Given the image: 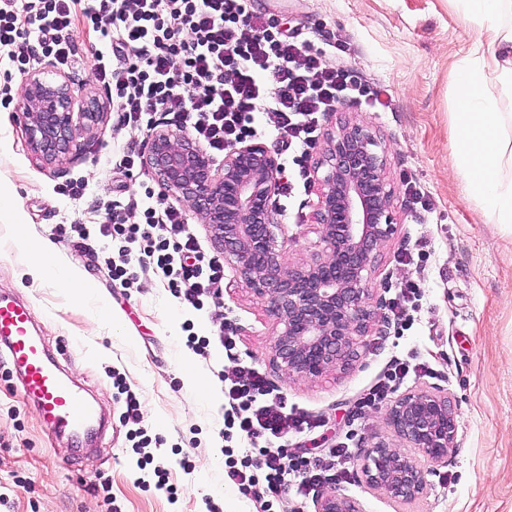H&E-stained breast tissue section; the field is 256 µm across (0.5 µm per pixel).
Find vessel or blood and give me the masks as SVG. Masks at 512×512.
I'll return each mask as SVG.
<instances>
[{"instance_id": "1", "label": "vessel or blood", "mask_w": 512, "mask_h": 512, "mask_svg": "<svg viewBox=\"0 0 512 512\" xmlns=\"http://www.w3.org/2000/svg\"><path fill=\"white\" fill-rule=\"evenodd\" d=\"M32 328L28 304L0 297V359L15 369L21 390L36 401L47 433L57 438L92 430L96 409L82 389L57 372Z\"/></svg>"}]
</instances>
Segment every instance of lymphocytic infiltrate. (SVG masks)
<instances>
[{
	"label": "lymphocytic infiltrate",
	"instance_id": "f902f5d3",
	"mask_svg": "<svg viewBox=\"0 0 512 512\" xmlns=\"http://www.w3.org/2000/svg\"><path fill=\"white\" fill-rule=\"evenodd\" d=\"M79 16L109 44V53H97L94 73L124 124L149 129L156 113L174 114L218 159L256 136L254 112L275 113L284 157L295 168L294 182L279 188L284 197L295 182L309 180L321 113L361 99L378 110L385 106L380 91L370 90L344 61L246 14L242 0H0V47L10 48L9 59L22 73L42 56L69 66ZM154 196L145 190L135 222L121 196L106 203L100 233L119 255L107 261L108 273L127 288L136 267L155 268L172 294L203 309L224 280V261L202 249L180 208L158 207ZM424 369L391 358L363 406L383 404L394 387ZM223 381L229 403L223 436L252 443L239 464L229 465L228 479L243 489L263 485L274 496L288 485L305 494L322 483L321 466L287 446L290 436L314 429V421L289 410L253 366L240 365Z\"/></svg>",
	"mask_w": 512,
	"mask_h": 512
}]
</instances>
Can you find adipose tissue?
Here are the masks:
<instances>
[{
  "instance_id": "adipose-tissue-1",
  "label": "adipose tissue",
  "mask_w": 512,
  "mask_h": 512,
  "mask_svg": "<svg viewBox=\"0 0 512 512\" xmlns=\"http://www.w3.org/2000/svg\"><path fill=\"white\" fill-rule=\"evenodd\" d=\"M467 20L490 34L455 71L458 93L456 172L470 197L491 223L512 229V113L501 100L512 96V0H459ZM21 250L37 255L36 276L53 273L75 297L84 294L77 262L59 263L53 246L17 234Z\"/></svg>"
}]
</instances>
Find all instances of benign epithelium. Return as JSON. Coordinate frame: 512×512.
<instances>
[{"instance_id":"7a95c632","label":"benign epithelium","mask_w":512,"mask_h":512,"mask_svg":"<svg viewBox=\"0 0 512 512\" xmlns=\"http://www.w3.org/2000/svg\"><path fill=\"white\" fill-rule=\"evenodd\" d=\"M54 62L27 74L21 103L31 153L54 163L104 108L96 99L75 112V95L65 77L50 76ZM145 163L164 188L187 198L204 218L215 246L234 262L243 282L267 297L279 330L272 364L288 375L318 378L346 369L359 356L358 337L370 326L390 332L389 300L369 301L368 288L380 246L396 229L393 190L386 157L364 126L342 123L328 137L320 167L313 219L318 250L310 262L285 263L280 224L271 199L282 175L275 152L262 142L231 147L224 166L195 139L168 128L154 129ZM395 433L427 459L448 457L456 436V416L448 397L416 391L390 406ZM366 482L392 498L412 500L426 486L425 471L411 457L384 443L363 449ZM316 512H363L359 503L336 494L316 500Z\"/></svg>"}]
</instances>
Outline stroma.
I'll return each instance as SVG.
<instances>
[{
	"instance_id": "stroma-1",
	"label": "stroma",
	"mask_w": 512,
	"mask_h": 512,
	"mask_svg": "<svg viewBox=\"0 0 512 512\" xmlns=\"http://www.w3.org/2000/svg\"><path fill=\"white\" fill-rule=\"evenodd\" d=\"M243 6L301 33L313 48L325 49L327 37H335L355 73L391 93L388 111L348 102L323 113L320 125L327 134L344 121L360 124L387 156L397 231L380 248L370 288L378 294L417 282L422 297L415 323L407 331L393 326L387 336L369 334L352 367L311 380L273 372L276 322L266 298L246 286L232 264H225L222 289L201 311L175 297L162 274L149 268L138 271L131 287L113 286L93 255L54 241L52 227L83 224L96 246L107 245L99 233L102 202L118 190L126 201L140 199L153 176L145 169L127 177L112 173L106 160L128 144L144 148L149 132L123 125L111 112L84 138L79 154L42 165L27 147L20 113L24 78L4 80L11 63L2 50L0 87L8 93L0 97V189L13 195L31 236L53 241L60 261L78 259L88 291L78 300L54 277L30 276L35 257L18 248L12 219L0 215V295L31 305L38 336L110 424L98 448L73 454L68 439L46 433L33 401L0 361V512H109L113 505L120 512H206L210 502L221 510L233 504L235 512H315L314 494L302 496L288 486L273 500L262 487L243 491L225 480L224 450L242 443L220 435L228 408L221 375L241 364L259 368L289 407L316 420L314 431L293 438V452L328 468L337 464L330 448L348 441L347 479H328L321 492L356 499L365 512H512V231L486 222L454 172L453 73L484 32L464 19L455 0H244ZM73 40L78 57L66 75L87 94L108 99L94 74L99 35L79 20ZM407 176L425 192L428 210L409 208ZM74 177L89 185L79 200L59 193ZM316 200L312 187L273 203L290 263L308 261L316 250ZM406 246L426 253V260L399 263L396 256ZM116 317L118 329L112 326ZM228 319L237 327V345L229 352L222 343ZM191 332L208 340L206 351L187 346ZM394 355L433 369L407 379L400 393L445 392L457 420L454 448L447 459L423 461L426 489L410 501L371 487L363 475L362 449L383 442L409 450L389 426L386 407L358 404ZM189 364L207 391L186 386ZM116 373L140 400L147 436L161 440L146 454L134 450L125 391L112 380ZM146 455L168 471L175 496L142 486L139 463ZM185 456L193 465L188 472L179 465Z\"/></svg>"
}]
</instances>
